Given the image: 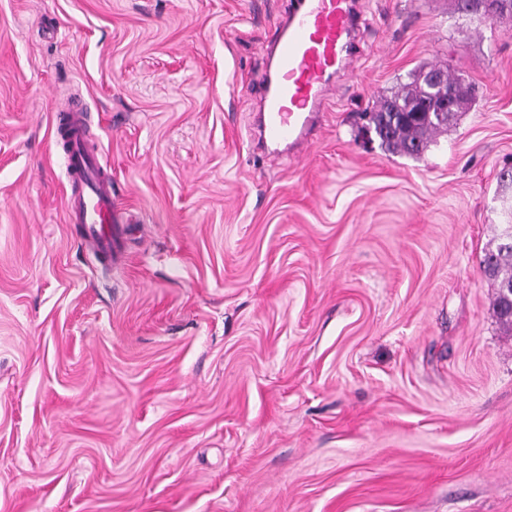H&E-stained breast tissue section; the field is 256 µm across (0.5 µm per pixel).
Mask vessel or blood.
Returning <instances> with one entry per match:
<instances>
[{"instance_id":"obj_1","label":"vessel or blood","mask_w":512,"mask_h":512,"mask_svg":"<svg viewBox=\"0 0 512 512\" xmlns=\"http://www.w3.org/2000/svg\"><path fill=\"white\" fill-rule=\"evenodd\" d=\"M355 32L353 0H292L269 53L259 123L262 143L278 147L305 134L336 71L354 61ZM56 129L66 135L64 159L72 183L68 221L82 225L89 248L111 255L116 222L112 183L101 177L98 158L86 144L85 118L69 115Z\"/></svg>"}]
</instances>
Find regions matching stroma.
I'll return each instance as SVG.
<instances>
[{
  "mask_svg": "<svg viewBox=\"0 0 512 512\" xmlns=\"http://www.w3.org/2000/svg\"><path fill=\"white\" fill-rule=\"evenodd\" d=\"M290 0H0V512H512V19L356 0L354 69L277 154ZM474 90L418 156L361 113ZM76 107L112 257L67 221ZM498 241L495 250L485 254L483 267L495 288L493 310L499 321L511 329L512 311L506 288L510 285L512 290V224H504Z\"/></svg>",
  "mask_w": 512,
  "mask_h": 512,
  "instance_id": "35a3bbf8",
  "label": "stroma"
}]
</instances>
